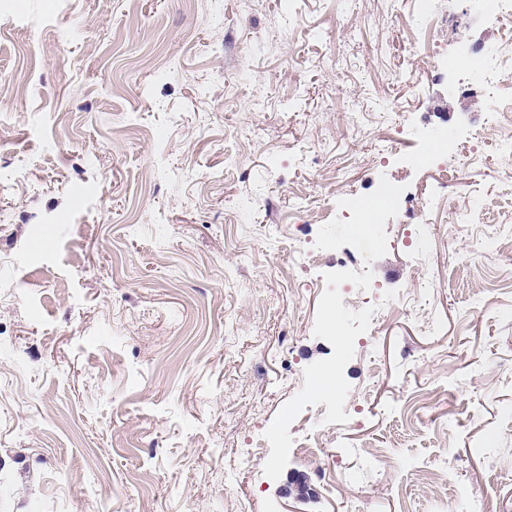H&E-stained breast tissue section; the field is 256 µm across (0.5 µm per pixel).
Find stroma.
<instances>
[{
    "label": "stroma",
    "instance_id": "1",
    "mask_svg": "<svg viewBox=\"0 0 512 512\" xmlns=\"http://www.w3.org/2000/svg\"><path fill=\"white\" fill-rule=\"evenodd\" d=\"M458 2L0 0V512H465L467 482L512 512V164L410 161L486 118L432 59L512 42L448 29ZM383 176L448 193L386 222L348 422L289 429L334 472L270 479L264 433L333 353L336 256L290 248Z\"/></svg>",
    "mask_w": 512,
    "mask_h": 512
}]
</instances>
